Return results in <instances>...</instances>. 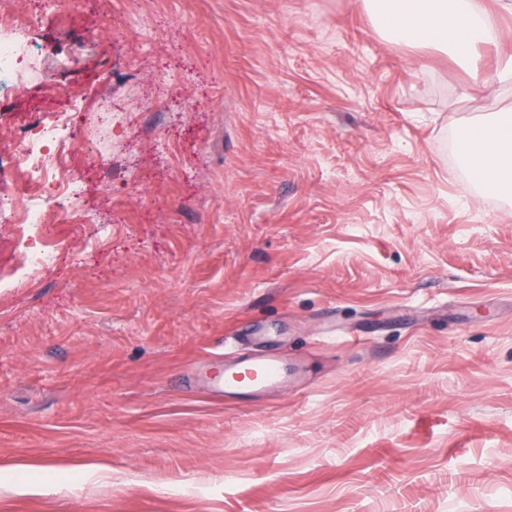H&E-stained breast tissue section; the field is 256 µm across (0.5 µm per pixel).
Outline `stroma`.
Here are the masks:
<instances>
[{
    "label": "stroma",
    "instance_id": "35a3bbf8",
    "mask_svg": "<svg viewBox=\"0 0 512 512\" xmlns=\"http://www.w3.org/2000/svg\"><path fill=\"white\" fill-rule=\"evenodd\" d=\"M5 4L0 142L72 113L84 205L39 274L0 218V512H512V200L461 155L512 88L363 0ZM252 327L290 376L225 396ZM24 29L22 19L9 10H0V91L33 56V44L24 36Z\"/></svg>",
    "mask_w": 512,
    "mask_h": 512
}]
</instances>
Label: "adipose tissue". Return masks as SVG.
<instances>
[{
  "label": "adipose tissue",
  "instance_id": "obj_1",
  "mask_svg": "<svg viewBox=\"0 0 512 512\" xmlns=\"http://www.w3.org/2000/svg\"><path fill=\"white\" fill-rule=\"evenodd\" d=\"M385 37L430 45L466 68L474 89L495 83L512 86V55L501 57L493 79H486L481 50L499 38L497 11L483 0H364ZM463 156L488 191L512 190V114L471 126Z\"/></svg>",
  "mask_w": 512,
  "mask_h": 512
}]
</instances>
